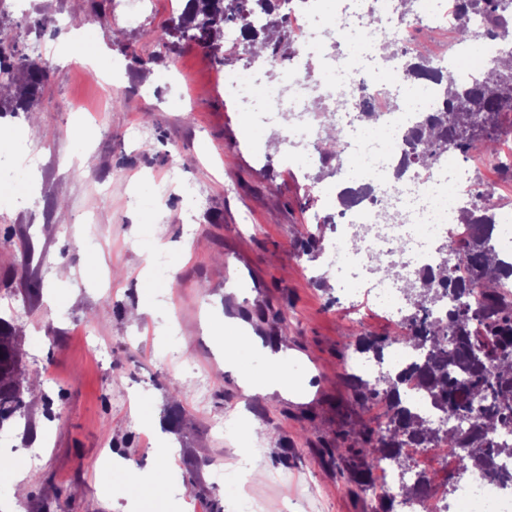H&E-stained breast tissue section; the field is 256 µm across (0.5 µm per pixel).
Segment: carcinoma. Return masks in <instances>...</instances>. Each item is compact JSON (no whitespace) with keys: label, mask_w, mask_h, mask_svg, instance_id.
Masks as SVG:
<instances>
[{"label":"carcinoma","mask_w":512,"mask_h":512,"mask_svg":"<svg viewBox=\"0 0 512 512\" xmlns=\"http://www.w3.org/2000/svg\"><path fill=\"white\" fill-rule=\"evenodd\" d=\"M283 0H186L177 20L155 34L163 45L188 37L205 48L217 49L224 24L261 13L267 22L259 29L248 26L243 39L259 50L271 69L284 65L296 54L289 18L280 12ZM470 11L483 13L504 50L488 62L485 74L468 82L458 80L450 67H439L420 57L401 58L408 79L436 82L442 93L437 109L423 115L404 135V161L419 173L430 171L444 155L467 157L483 150L498 155L495 144L500 137L502 110L512 107V28L506 18L512 14V0H454L453 14ZM15 49L0 43V90L12 86L14 65L9 60ZM44 68L26 66V82L21 90L24 110L41 92ZM327 109L319 112L323 127L336 133L328 144H316L326 166L337 172L333 162H341V131ZM494 191L489 186L478 189L469 207L460 210L459 223L477 226L470 240L445 242L441 245L440 275L428 270L418 274L403 290L407 305L401 325L405 334L398 336L357 337L361 350L382 354L394 345L420 351L421 361L396 379L379 376L360 381L346 377L352 394L361 406L373 401L383 403L384 420L376 427L364 425L349 448L336 449L341 459L356 457L363 467L356 485L366 489L372 471L384 462L400 470L410 469L401 455L403 440L427 446L439 438L440 430L406 405L398 393V383L412 381L444 415L453 443L448 456L457 464V475L468 472L512 482V472L498 465L501 457H512V446L498 441L502 433L512 432V294L502 286L512 281V261H506L493 243L496 224ZM333 223L324 217L316 232L303 229L300 241L303 252L323 251V228ZM450 299L444 318L432 316V308ZM27 391L20 373V353L13 343L12 327L0 318V430L15 425L25 417ZM471 423L462 430L456 424Z\"/></svg>","instance_id":"cac0c4a2"}]
</instances>
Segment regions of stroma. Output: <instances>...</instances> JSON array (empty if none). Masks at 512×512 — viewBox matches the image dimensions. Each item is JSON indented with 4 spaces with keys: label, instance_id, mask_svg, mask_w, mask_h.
I'll return each mask as SVG.
<instances>
[{
    "label": "stroma",
    "instance_id": "35a3bbf8",
    "mask_svg": "<svg viewBox=\"0 0 512 512\" xmlns=\"http://www.w3.org/2000/svg\"><path fill=\"white\" fill-rule=\"evenodd\" d=\"M112 2L0 0V40L46 68L31 111L0 96V159L10 162L0 181V317L38 382L29 420L0 444L13 464L0 472V512H156L160 500L167 512H242L235 484L211 466H233L256 425L264 476L252 489L265 512H370L327 451L377 414L344 382L354 336L398 327L372 293L299 245L313 214L337 211L335 177L303 158L284 166L278 127L225 90L224 70L256 60L248 43L224 54L188 39L168 48L153 34L170 24L175 0H147L142 30L114 22ZM76 52L108 62V81L74 70ZM74 127L82 138H71ZM166 186L170 202L156 207ZM235 259L262 289L248 335L285 337L314 358L318 400L254 404L226 384L234 367L273 357L266 349L234 365L213 344L224 264ZM227 417L241 424L224 436L213 424ZM166 443L176 461L162 471L154 450ZM107 453L121 461L108 481L98 470Z\"/></svg>",
    "mask_w": 512,
    "mask_h": 512
}]
</instances>
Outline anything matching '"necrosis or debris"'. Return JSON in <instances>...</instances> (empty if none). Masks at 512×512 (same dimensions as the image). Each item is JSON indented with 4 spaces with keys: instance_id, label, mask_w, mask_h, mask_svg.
I'll return each instance as SVG.
<instances>
[{
    "instance_id": "obj_1",
    "label": "necrosis or debris",
    "mask_w": 512,
    "mask_h": 512,
    "mask_svg": "<svg viewBox=\"0 0 512 512\" xmlns=\"http://www.w3.org/2000/svg\"><path fill=\"white\" fill-rule=\"evenodd\" d=\"M393 0H339L336 11L327 20H320V0H303L300 9L290 15L299 34L300 50L291 67L279 77L253 82L252 99L270 121L279 123L284 144L291 149L319 160L315 149L322 127L315 119L311 105L321 101H341L345 107L338 120L341 130L354 128L362 110L376 112L386 138L359 137L344 140V148L358 159V187L365 193L339 214L340 233L327 251L329 266L362 272L359 285L369 288L379 298L382 309L392 318H399L397 305L400 288L396 280L373 277L375 260L400 265L404 272H422L437 268L441 255L439 245L444 239L461 240L470 236L471 225L457 223L448 205V186L442 175L448 167L440 160L430 173L408 171L397 177L403 157L402 136L419 115L399 113L391 105L388 81L382 78L385 51L396 46L407 56L417 54L414 31L436 28L443 12L432 9L420 0L413 18L391 21ZM460 24L482 33V49L478 53L454 54L439 50L431 60L452 65L462 80L485 71L488 60L498 55L501 46L496 38L484 35V17L468 13ZM397 213L395 223L384 224L381 214ZM413 350L395 346L385 351L382 359L357 357L348 365L351 376L366 379L379 369L395 373L415 363ZM447 441L429 446L408 443L403 452L413 461L409 473L399 474L389 465H382L381 487L393 490L401 482H416L428 476L431 460L444 457ZM512 512V487H505L488 477H478L458 485L452 502H444L434 489H426L412 500L396 497V512Z\"/></svg>"
}]
</instances>
